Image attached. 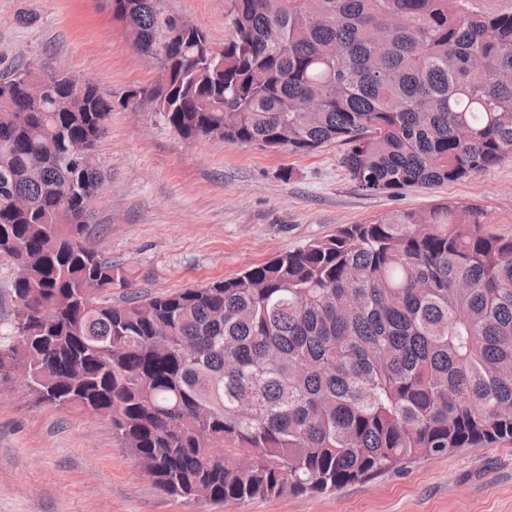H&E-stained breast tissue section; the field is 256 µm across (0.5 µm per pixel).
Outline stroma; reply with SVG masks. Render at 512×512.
Wrapping results in <instances>:
<instances>
[{
  "label": "stroma",
  "mask_w": 512,
  "mask_h": 512,
  "mask_svg": "<svg viewBox=\"0 0 512 512\" xmlns=\"http://www.w3.org/2000/svg\"><path fill=\"white\" fill-rule=\"evenodd\" d=\"M164 14L232 35V0H160ZM51 62L119 99L159 68L131 48L105 0H0V67ZM342 145L271 153L212 138L183 140L150 109L115 110L95 160L104 174L87 246L157 294L231 278L270 257L401 210L471 206L486 232L512 237V156L480 175L396 196L368 194ZM0 512H512V442L457 448L365 482L307 495L212 503L170 496L103 415L0 395Z\"/></svg>",
  "instance_id": "obj_1"
}]
</instances>
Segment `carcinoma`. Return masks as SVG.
<instances>
[{
  "label": "carcinoma",
  "mask_w": 512,
  "mask_h": 512,
  "mask_svg": "<svg viewBox=\"0 0 512 512\" xmlns=\"http://www.w3.org/2000/svg\"><path fill=\"white\" fill-rule=\"evenodd\" d=\"M166 74L142 107L184 139L344 146L367 193L512 155V14L470 0H235L234 33L174 40L159 0H106ZM115 105L88 77L0 75V253L18 273L0 386L112 427L165 492L324 493L512 440V238L477 210H404L240 275L154 296L83 244ZM470 285L461 291L458 284Z\"/></svg>",
  "instance_id": "carcinoma-1"
}]
</instances>
